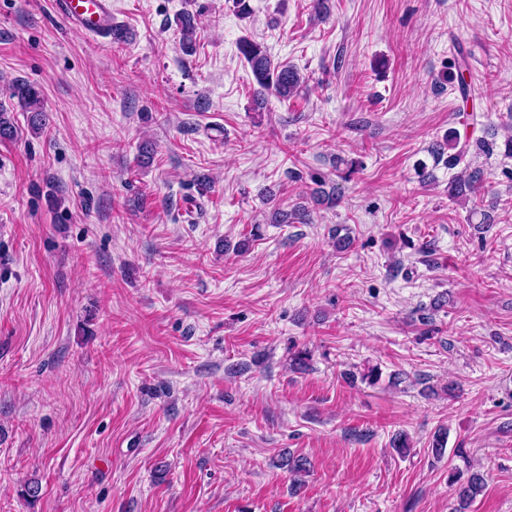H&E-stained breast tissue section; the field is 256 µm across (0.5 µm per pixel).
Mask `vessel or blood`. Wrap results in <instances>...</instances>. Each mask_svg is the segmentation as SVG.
Here are the masks:
<instances>
[{
	"label": "vessel or blood",
	"instance_id": "b4317fda",
	"mask_svg": "<svg viewBox=\"0 0 512 512\" xmlns=\"http://www.w3.org/2000/svg\"><path fill=\"white\" fill-rule=\"evenodd\" d=\"M54 15L71 31L108 44L117 20L112 0H52Z\"/></svg>",
	"mask_w": 512,
	"mask_h": 512
}]
</instances>
